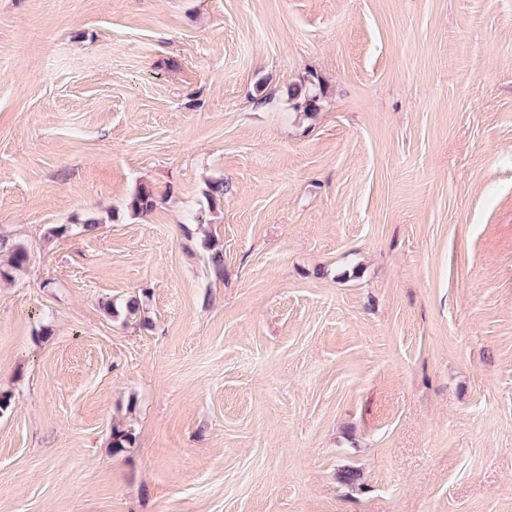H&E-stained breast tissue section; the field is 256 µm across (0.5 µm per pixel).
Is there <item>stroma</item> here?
Masks as SVG:
<instances>
[{
    "mask_svg": "<svg viewBox=\"0 0 512 512\" xmlns=\"http://www.w3.org/2000/svg\"><path fill=\"white\" fill-rule=\"evenodd\" d=\"M0 237V512H512V0H0Z\"/></svg>",
    "mask_w": 512,
    "mask_h": 512,
    "instance_id": "1",
    "label": "stroma"
}]
</instances>
